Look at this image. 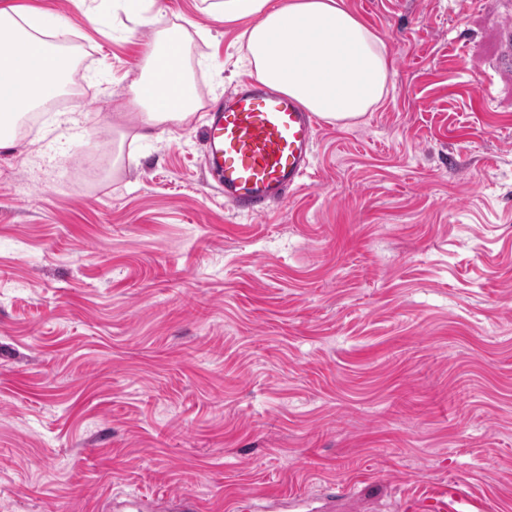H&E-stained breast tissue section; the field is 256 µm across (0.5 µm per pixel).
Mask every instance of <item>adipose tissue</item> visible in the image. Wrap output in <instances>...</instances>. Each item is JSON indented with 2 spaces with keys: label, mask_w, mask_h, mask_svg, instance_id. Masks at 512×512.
Instances as JSON below:
<instances>
[{
  "label": "adipose tissue",
  "mask_w": 512,
  "mask_h": 512,
  "mask_svg": "<svg viewBox=\"0 0 512 512\" xmlns=\"http://www.w3.org/2000/svg\"><path fill=\"white\" fill-rule=\"evenodd\" d=\"M213 20L244 24L249 74L297 100L330 124L351 126L377 109L391 82L385 42L344 0H200ZM39 13L0 9V149L13 147L23 110L60 93L74 60L43 37ZM191 35L179 26L157 31L131 83L130 126L150 137L195 116L202 100L187 65ZM23 104H15L17 93Z\"/></svg>",
  "instance_id": "adipose-tissue-1"
}]
</instances>
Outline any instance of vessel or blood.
<instances>
[{
	"label": "vessel or blood",
	"mask_w": 512,
	"mask_h": 512,
	"mask_svg": "<svg viewBox=\"0 0 512 512\" xmlns=\"http://www.w3.org/2000/svg\"><path fill=\"white\" fill-rule=\"evenodd\" d=\"M318 119L294 98L239 84L208 114L205 165L236 213L260 217L302 185Z\"/></svg>",
	"instance_id": "1"
}]
</instances>
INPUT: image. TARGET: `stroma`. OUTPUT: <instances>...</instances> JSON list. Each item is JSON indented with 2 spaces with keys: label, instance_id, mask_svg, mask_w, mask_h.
<instances>
[{
  "label": "stroma",
  "instance_id": "35a3bbf8",
  "mask_svg": "<svg viewBox=\"0 0 512 512\" xmlns=\"http://www.w3.org/2000/svg\"><path fill=\"white\" fill-rule=\"evenodd\" d=\"M383 37L384 103L319 123L311 175L237 214L179 138L112 132L157 30L192 20L205 104L241 27L155 0L44 12L81 95L0 150V512H512V0H345ZM75 113L77 124L58 115Z\"/></svg>",
  "mask_w": 512,
  "mask_h": 512
}]
</instances>
